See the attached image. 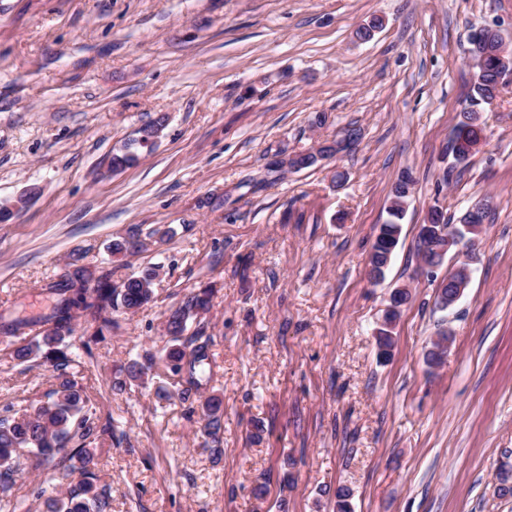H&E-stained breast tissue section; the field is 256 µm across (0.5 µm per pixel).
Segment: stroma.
<instances>
[{
	"label": "stroma",
	"mask_w": 512,
	"mask_h": 512,
	"mask_svg": "<svg viewBox=\"0 0 512 512\" xmlns=\"http://www.w3.org/2000/svg\"><path fill=\"white\" fill-rule=\"evenodd\" d=\"M375 16L383 28L356 40ZM483 26L512 42V0H0V202L35 191L0 223V416L57 382L11 358L5 328H45L71 260L116 285L159 264L151 303L108 327L75 310L66 339L112 428L94 443L110 512H336L340 486L353 512H512L498 493L512 470V86L480 105L479 151L461 164L448 151L472 82L468 34ZM162 114L154 148L111 171L113 150ZM352 127L350 152L274 168ZM406 169L400 244L374 285L368 252ZM480 200L470 285L436 309L418 226L434 206L458 223ZM134 234L139 252L112 255ZM208 281L211 308L187 332L211 337L212 362L190 390L161 355L164 321ZM403 283L381 362L373 328ZM147 350V385L114 389ZM214 392L217 459L185 416ZM14 458L0 499L16 512H45L81 479L69 447L39 467L28 449Z\"/></svg>",
	"instance_id": "35a3bbf8"
}]
</instances>
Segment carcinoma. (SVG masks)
<instances>
[{"label": "carcinoma", "mask_w": 512, "mask_h": 512, "mask_svg": "<svg viewBox=\"0 0 512 512\" xmlns=\"http://www.w3.org/2000/svg\"><path fill=\"white\" fill-rule=\"evenodd\" d=\"M498 73L475 72L468 99L470 107L464 109L460 119L452 129L449 140L450 151L456 162L467 161L474 152L465 145L476 141L477 132L483 130L474 106L492 97L494 82ZM165 125V117L160 116L151 123L141 127L138 136L132 142L123 145L112 153V170L117 172L130 167L137 161V148H150L155 144L153 136L159 134ZM410 194L406 183L398 180L394 183L388 206L389 219L379 225L380 239L384 242L399 244L402 233L401 221L409 204ZM392 257L380 252L377 243H372L367 259L369 272L385 275ZM161 266L153 265L127 277L120 285L101 277L92 288H87L90 274L88 270L72 263L60 276L52 288L63 295L55 315L47 319L49 327L29 339H20L14 349V357L22 362L42 358L59 374L58 384L49 393L48 401L27 410L20 415L0 418V486L7 485L14 474L13 453L18 448H29L36 458V465L41 466L52 461L56 453L69 444H76L75 456L81 466L83 479L63 498L49 497L45 500L46 512H107L110 506L109 496L105 490H99L93 483L95 455L88 444L110 431V426L101 427L97 419L89 412V398L85 395L77 376L67 371L74 364V359L59 348L65 338L72 335L73 305L80 304L84 309L112 324L110 315L114 312L134 313L152 301L154 282L160 275ZM72 293L66 298L64 294ZM214 288L210 285L191 292L184 301L171 310L166 318V333L170 336L166 348L165 360L168 369L175 375H186L189 385H201L200 375L205 366L210 364L209 344L211 337L198 332L190 340L183 339V333L190 322H198L209 312ZM410 297L409 289L395 288L391 293L392 310L386 315V324L379 328L374 336L377 358L387 361L394 348V329L400 314V307ZM448 332L439 333L432 348L427 351L426 362L430 367H438L443 357L448 354ZM154 364V355L146 353L139 360L129 362L123 368L125 379L118 382V388L142 386ZM188 415L199 414L202 421L201 433L204 446L210 448L214 456L221 455L224 431L223 400L217 395H209L198 406H189Z\"/></svg>", "instance_id": "obj_1"}]
</instances>
